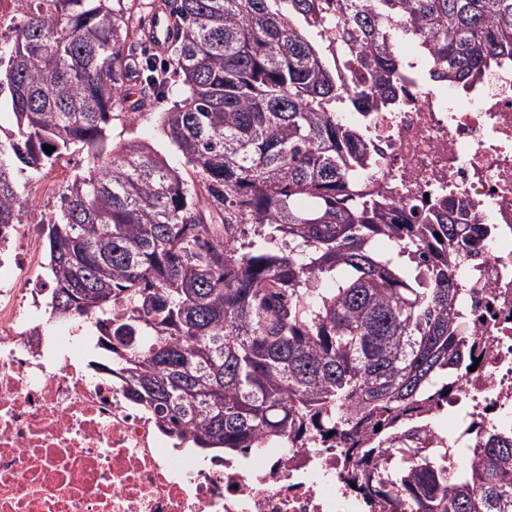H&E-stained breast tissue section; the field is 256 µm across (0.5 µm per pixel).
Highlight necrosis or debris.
I'll return each mask as SVG.
<instances>
[{
    "label": "necrosis or debris",
    "instance_id": "obj_1",
    "mask_svg": "<svg viewBox=\"0 0 512 512\" xmlns=\"http://www.w3.org/2000/svg\"><path fill=\"white\" fill-rule=\"evenodd\" d=\"M431 59L414 43L397 71L395 111L364 134L374 167L362 183L419 210L448 199L491 227L486 253L454 268L480 362L434 405L451 426L425 443L447 440L452 473L477 436L512 432V62L462 93ZM39 261L37 238L14 225L0 248V512H384L355 482L358 438L304 439L242 463L180 449L68 325L44 334L27 297Z\"/></svg>",
    "mask_w": 512,
    "mask_h": 512
}]
</instances>
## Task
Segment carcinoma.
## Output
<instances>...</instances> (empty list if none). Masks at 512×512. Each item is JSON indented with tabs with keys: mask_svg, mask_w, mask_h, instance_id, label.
Masks as SVG:
<instances>
[{
	"mask_svg": "<svg viewBox=\"0 0 512 512\" xmlns=\"http://www.w3.org/2000/svg\"><path fill=\"white\" fill-rule=\"evenodd\" d=\"M136 0H24L0 51V234L21 223L17 174L86 151L44 223L60 317L93 319L117 376L169 432L204 452L248 455L334 432L414 448L435 422L429 393L473 359L458 316V255L488 230L443 201L406 213L358 192L369 157L336 119L396 99L403 34L432 47L438 76L470 87L512 58V0H161L176 20L163 66L128 44ZM350 57L345 77L312 31ZM177 86L162 115L192 166L154 148L107 152L124 81ZM55 150L48 154L43 145ZM371 495L415 512H512V437L491 435L452 479L399 459Z\"/></svg>",
	"mask_w": 512,
	"mask_h": 512,
	"instance_id": "obj_1",
	"label": "carcinoma"
}]
</instances>
